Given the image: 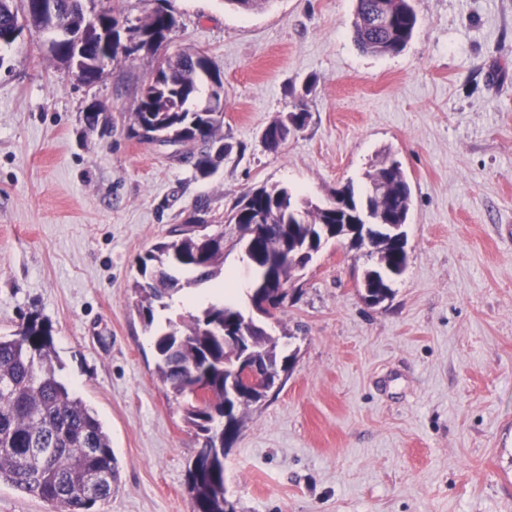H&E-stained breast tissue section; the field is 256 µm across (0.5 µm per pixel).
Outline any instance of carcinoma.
<instances>
[{
  "instance_id": "obj_1",
  "label": "carcinoma",
  "mask_w": 512,
  "mask_h": 512,
  "mask_svg": "<svg viewBox=\"0 0 512 512\" xmlns=\"http://www.w3.org/2000/svg\"><path fill=\"white\" fill-rule=\"evenodd\" d=\"M54 18L46 20L29 12V0H0V38L17 28L53 31V42L64 48L72 36L84 34V80L92 82L102 72L105 58L100 54L101 35L89 26L81 0H55ZM389 16V25H374L376 13ZM173 13L156 6L133 30L138 50L157 51L177 27ZM419 24L412 0H356L354 41L373 56L401 53L413 39ZM223 84L219 70L199 63L194 52H182L160 68L154 83L141 87L134 112L133 134L165 129L173 134L172 146L192 145L185 161L197 174L210 176L224 158L223 138L217 136L222 121ZM304 103L272 122L264 134L267 148L275 150L288 138V125L300 130L305 125ZM391 185L384 199H366L353 184L344 187L353 211L387 208L396 221H408L412 206L411 188L399 162L391 160L379 167ZM295 201L286 187L261 186L253 194L245 192L227 217L212 219L215 224H251L253 213L264 214L256 249L249 260L261 267L270 253L288 245L295 252L321 237L324 229L336 228V207L308 204L300 218L289 212ZM375 241L376 263L365 270L367 297L376 305L393 294L392 276L407 258L399 256L389 236L369 230ZM218 241L205 242L187 230L169 244L160 242L139 262V279L132 284L138 296L139 313L147 327L154 324L155 305L188 285L214 281L223 275L224 247ZM191 277L181 283L178 274ZM244 313L232 304L210 302L188 316L180 326L159 328L153 334L157 373L162 383L177 397L192 399L186 409V423L202 438V446L189 468L188 491L191 512H225L224 439L234 435L240 414L264 395H244L233 406L228 429L215 425L224 417V362L231 354L224 350V324L241 327ZM277 345L267 335L260 336L255 350L260 359L278 362ZM203 381L206 392L193 399L191 386ZM0 483L52 505L56 512H89L97 502L112 496L118 486V469L111 440L102 423L58 378L52 359L49 327L36 315L28 317L18 331L0 336Z\"/></svg>"
}]
</instances>
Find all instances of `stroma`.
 <instances>
[{
    "instance_id": "35a3bbf8",
    "label": "stroma",
    "mask_w": 512,
    "mask_h": 512,
    "mask_svg": "<svg viewBox=\"0 0 512 512\" xmlns=\"http://www.w3.org/2000/svg\"><path fill=\"white\" fill-rule=\"evenodd\" d=\"M401 53L353 40L356 0H166L163 52L205 53L224 77L230 150L200 177L132 133L154 57L83 82L24 33L0 56V336L52 327L59 376L102 422L119 471L92 512H190L200 442L160 382L131 285L197 202L247 190L326 202L384 154L412 190L408 263L367 305L374 259L327 243L264 326L294 355L278 391L225 441L236 512H512V0H414ZM305 102L277 149L263 133ZM104 104L108 133L84 114Z\"/></svg>"
}]
</instances>
